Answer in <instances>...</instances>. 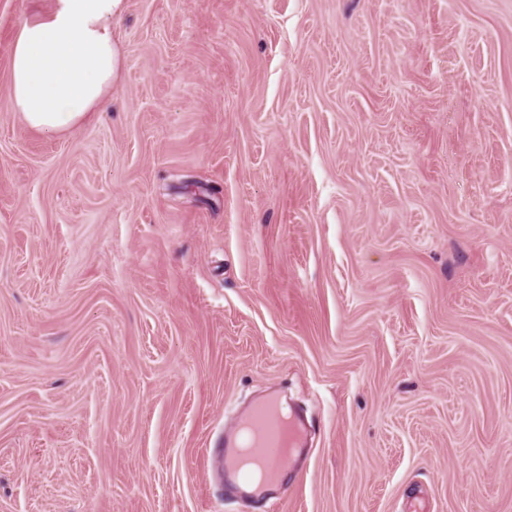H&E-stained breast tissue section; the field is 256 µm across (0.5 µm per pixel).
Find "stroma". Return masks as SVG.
<instances>
[{
	"label": "stroma",
	"instance_id": "1",
	"mask_svg": "<svg viewBox=\"0 0 512 512\" xmlns=\"http://www.w3.org/2000/svg\"><path fill=\"white\" fill-rule=\"evenodd\" d=\"M0 512H512V0H127L111 100L13 112ZM278 389L312 446L214 464Z\"/></svg>",
	"mask_w": 512,
	"mask_h": 512
}]
</instances>
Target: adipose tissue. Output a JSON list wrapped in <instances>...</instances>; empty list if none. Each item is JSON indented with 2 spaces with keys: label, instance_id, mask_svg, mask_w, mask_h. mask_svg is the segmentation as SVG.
<instances>
[{
  "label": "adipose tissue",
  "instance_id": "adipose-tissue-1",
  "mask_svg": "<svg viewBox=\"0 0 512 512\" xmlns=\"http://www.w3.org/2000/svg\"><path fill=\"white\" fill-rule=\"evenodd\" d=\"M126 0H51L22 19L9 66L16 115L29 127L60 135L102 108L123 68L113 21Z\"/></svg>",
  "mask_w": 512,
  "mask_h": 512
}]
</instances>
